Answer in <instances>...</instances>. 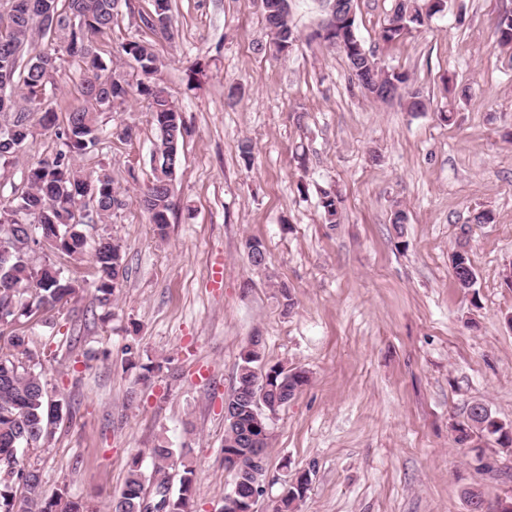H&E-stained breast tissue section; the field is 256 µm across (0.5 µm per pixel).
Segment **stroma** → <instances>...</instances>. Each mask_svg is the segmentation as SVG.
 <instances>
[{
  "label": "stroma",
  "mask_w": 512,
  "mask_h": 512,
  "mask_svg": "<svg viewBox=\"0 0 512 512\" xmlns=\"http://www.w3.org/2000/svg\"><path fill=\"white\" fill-rule=\"evenodd\" d=\"M395 5L355 0L365 49L408 77L399 97L376 102L343 51L317 35L328 0H290L299 39L285 57L269 46L260 0H172L174 37L155 45L154 79L189 133L167 233L137 203L157 132L149 100L134 93L101 112L100 143L80 161L88 173L106 167L126 200L86 232L122 244V288L99 306L90 260L56 259L80 292L17 325L48 400L63 405L52 437L24 455L46 490L67 487L105 512L131 458L150 468L164 441L187 451L192 512H215L232 484L224 398L258 336L263 363L310 374L270 423L276 481L258 512H274L284 480L301 471L311 483L299 512H468L466 488L490 504L512 495V448L460 446L453 431L476 400L512 423V46L494 35L512 0H446L386 44L379 33ZM149 9L131 0L98 42L103 62L133 83L121 45L150 39L139 22ZM80 79L62 57L47 85L58 115ZM414 92L425 111L409 112ZM127 125L131 138L115 137ZM60 147L53 131L35 128L0 168V199ZM331 188L342 214L333 229L318 207ZM398 209L407 217L399 230ZM484 210L492 222L474 223ZM248 238L265 245L266 269L249 264ZM460 246L477 275L470 295L452 276ZM130 347L149 376L128 368Z\"/></svg>",
  "instance_id": "1"
}]
</instances>
